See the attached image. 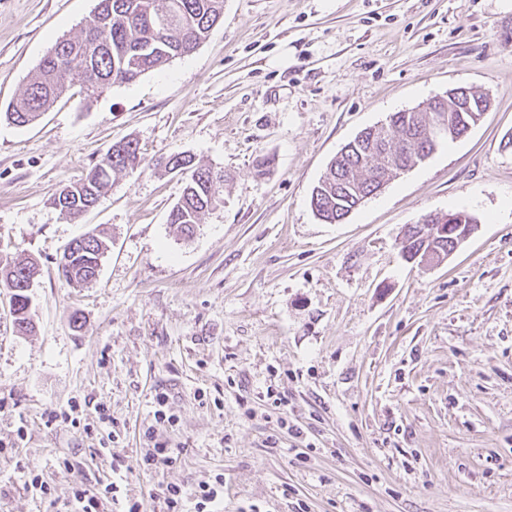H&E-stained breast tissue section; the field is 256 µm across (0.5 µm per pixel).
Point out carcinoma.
I'll list each match as a JSON object with an SVG mask.
<instances>
[{"label":"carcinoma","instance_id":"cac0c4a2","mask_svg":"<svg viewBox=\"0 0 512 512\" xmlns=\"http://www.w3.org/2000/svg\"><path fill=\"white\" fill-rule=\"evenodd\" d=\"M224 0H99L92 18L79 35L58 40L41 60L22 95L10 101L0 115L17 127L34 123L74 83L95 92L113 84H129L141 75L164 67L171 60L192 53L204 42L219 22ZM488 107L487 97L464 89L457 98H447L441 107L446 112H394L386 129L367 134L356 148L335 158L311 194L315 215L334 222L376 189V181L390 165L401 162L411 168L420 161L416 150L427 144V126L439 116L447 117L453 127L476 124L483 111L461 112L460 101ZM140 162V147L134 140H121L76 182L61 187L53 199L60 213L71 220L93 209L110 186L112 174L132 168ZM188 172L182 195L168 214L185 236L193 234L202 216L222 200L224 171L196 166L192 158L173 154L164 168ZM411 247L439 250L448 255L456 235L448 233L429 239L414 227ZM107 250L106 242L90 234L84 247L72 258L70 268L60 270L68 281L85 282L91 270L100 266ZM37 269L33 260L21 259L0 270V284L8 287L11 275L23 269ZM30 296L21 295L13 310L14 324L33 330L29 314Z\"/></svg>","mask_w":512,"mask_h":512}]
</instances>
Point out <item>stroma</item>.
<instances>
[{"label":"stroma","instance_id":"1","mask_svg":"<svg viewBox=\"0 0 512 512\" xmlns=\"http://www.w3.org/2000/svg\"><path fill=\"white\" fill-rule=\"evenodd\" d=\"M97 4L0 0V108ZM459 87L489 100L475 126L317 219L344 145ZM510 133L512 0H224L190 55L1 121L0 265L41 274L27 335L0 287V512H69L112 478V512H161L168 487L218 477L222 512H512ZM124 139L139 166L60 214V187ZM177 153L226 176L189 238L167 222L184 182L155 166ZM455 211L478 226L451 256L402 257L408 226ZM93 228L99 276L67 282L57 260ZM151 427L175 460L146 471Z\"/></svg>","mask_w":512,"mask_h":512}]
</instances>
